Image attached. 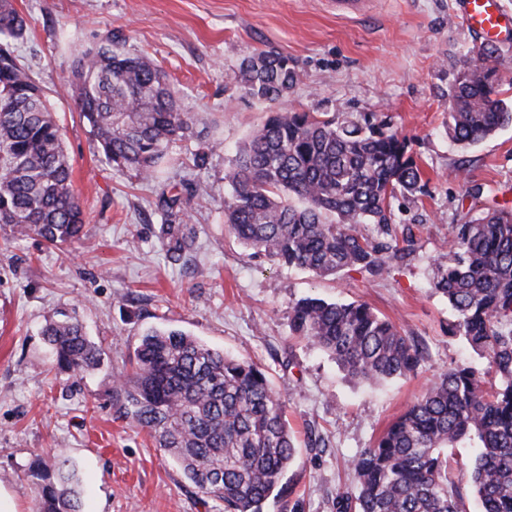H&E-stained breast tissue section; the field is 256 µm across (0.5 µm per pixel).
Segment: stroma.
<instances>
[{
    "mask_svg": "<svg viewBox=\"0 0 512 512\" xmlns=\"http://www.w3.org/2000/svg\"><path fill=\"white\" fill-rule=\"evenodd\" d=\"M456 2L367 0L350 19L329 0H15L30 30L14 50L59 120L86 231L58 250L0 225V488L17 512H36L30 463L58 451L79 471L84 512H224L118 411L113 376L131 367L150 326L184 329L268 368L298 448L284 476L288 496L267 512H336L337 493L353 486L346 459L371 447L430 379L460 363L484 368L449 335L452 312L429 280L459 205L481 212L512 203V125L469 149L445 133L464 56L483 44L456 20ZM105 39L157 64L190 116L189 132L149 180L105 164L64 90L81 53ZM262 50L288 55L300 73L283 108L369 113L409 140L426 192L395 213L417 241L408 266L384 279H321L252 255L228 231L224 174L269 110L234 75ZM199 182L208 187L202 197L192 191ZM469 183L484 185L483 195L463 199ZM172 184L194 232L191 255L177 261L164 247L159 202ZM307 295L363 302L399 324L425 348L417 375L380 386L348 377L292 335V307ZM61 311L76 313L104 348L99 369L55 367L41 331Z\"/></svg>",
    "mask_w": 512,
    "mask_h": 512,
    "instance_id": "stroma-1",
    "label": "stroma"
}]
</instances>
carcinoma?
Here are the masks:
<instances>
[{"label": "carcinoma", "instance_id": "1", "mask_svg": "<svg viewBox=\"0 0 512 512\" xmlns=\"http://www.w3.org/2000/svg\"><path fill=\"white\" fill-rule=\"evenodd\" d=\"M27 29L13 0H0V224L63 249L84 238L83 210L55 112L12 48ZM511 65L492 45L467 52L449 97L455 145L468 148L512 124V108L496 91ZM237 78L270 109L225 176L230 233L278 266L321 278L352 271L383 278L409 264L415 236L394 222L393 203L424 185L406 137L371 114L339 121L279 107L299 80L285 55L260 52ZM69 85L110 167L148 178L189 130L163 72L110 42L79 57ZM193 239L173 214L165 231L170 257L180 260ZM431 286L454 314L448 333L484 359L486 371L458 365L439 375L374 445L348 459L354 486L336 496V512H466L448 463V449L465 444L476 449L480 512H512V209L463 213L432 267ZM290 328L370 384L407 377L423 358L420 343L358 301L302 297ZM42 335L62 371L80 374L104 361L75 317L47 321ZM114 378L119 413L147 431L203 495L224 501V512H265L286 497L282 479L296 437L266 367L181 329L151 327L132 371ZM29 477L37 512H82L79 478L65 454L35 459Z\"/></svg>", "mask_w": 512, "mask_h": 512}]
</instances>
